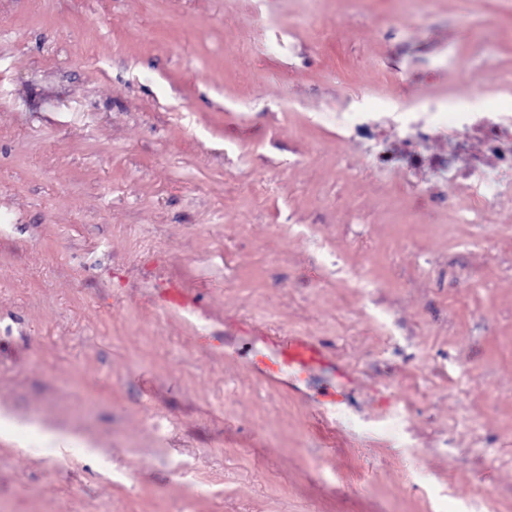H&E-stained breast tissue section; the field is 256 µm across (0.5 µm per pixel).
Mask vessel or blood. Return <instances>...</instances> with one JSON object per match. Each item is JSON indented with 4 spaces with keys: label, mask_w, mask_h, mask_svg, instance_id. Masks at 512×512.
Here are the masks:
<instances>
[{
    "label": "vessel or blood",
    "mask_w": 512,
    "mask_h": 512,
    "mask_svg": "<svg viewBox=\"0 0 512 512\" xmlns=\"http://www.w3.org/2000/svg\"><path fill=\"white\" fill-rule=\"evenodd\" d=\"M325 362L326 354L320 345L302 336H286L271 343L269 354L252 358L250 368L254 373L274 381L281 373L296 377Z\"/></svg>",
    "instance_id": "1"
}]
</instances>
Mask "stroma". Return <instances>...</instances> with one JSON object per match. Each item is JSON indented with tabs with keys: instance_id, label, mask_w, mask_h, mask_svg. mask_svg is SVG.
Masks as SVG:
<instances>
[{
	"instance_id": "stroma-1",
	"label": "stroma",
	"mask_w": 512,
	"mask_h": 512,
	"mask_svg": "<svg viewBox=\"0 0 512 512\" xmlns=\"http://www.w3.org/2000/svg\"><path fill=\"white\" fill-rule=\"evenodd\" d=\"M404 102L424 139L337 141ZM466 111L512 115V0H0V512H512ZM254 336L331 363L270 383ZM354 115L350 121L343 126L344 137L351 138H369L372 136L379 120L374 115L375 112H351ZM349 134V135H348Z\"/></svg>"
}]
</instances>
